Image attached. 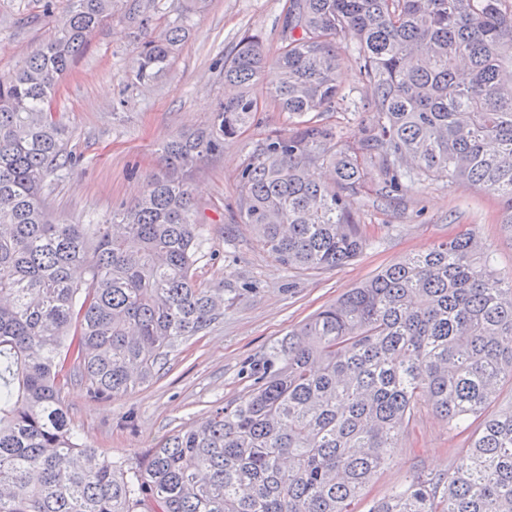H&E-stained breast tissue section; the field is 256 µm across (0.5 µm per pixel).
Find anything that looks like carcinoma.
Returning a JSON list of instances; mask_svg holds the SVG:
<instances>
[{"instance_id":"obj_1","label":"carcinoma","mask_w":512,"mask_h":512,"mask_svg":"<svg viewBox=\"0 0 512 512\" xmlns=\"http://www.w3.org/2000/svg\"><path fill=\"white\" fill-rule=\"evenodd\" d=\"M114 0H68L54 34L0 74V512H358L425 410L465 436L470 464L416 471L367 512H512V273L472 234L440 241L288 330L239 400L165 438L134 467L75 429L66 390L94 398L150 384L169 356L224 317L195 279L194 194L181 172L224 150L268 100L295 128L248 155L236 207L290 270L362 254L352 218L367 168L378 193L465 181L496 197L512 232V0H288L281 46L244 36L224 60L207 128L166 143L131 203L56 224L44 190L74 165L48 102L112 18ZM134 75L163 73L190 32L143 16ZM349 54L369 93L365 136L306 119L344 100Z\"/></svg>"}]
</instances>
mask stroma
Masks as SVG:
<instances>
[{
    "label": "stroma",
    "instance_id": "35a3bbf8",
    "mask_svg": "<svg viewBox=\"0 0 512 512\" xmlns=\"http://www.w3.org/2000/svg\"><path fill=\"white\" fill-rule=\"evenodd\" d=\"M285 2L205 0L204 8L189 16L191 34L166 73L143 86L132 73L135 19L143 13L175 17L178 0H116L111 21L90 36L52 102L68 130L69 150L81 157L45 189L53 221L103 220L138 197L157 168L162 145L207 124L224 96L221 59L241 36L257 33L268 51L279 48ZM65 6L66 0H0V74L15 70L51 37ZM338 81L352 101L320 120L352 142L364 134L369 97L350 58L341 60ZM289 128L287 113L265 103L249 131L225 140L222 154L189 173L202 225L196 275L203 287L223 289L228 301L223 318L182 344L148 386L109 400L90 399L79 384L69 387L76 430L110 460L135 464L165 437L243 395L253 365L270 358L290 327L406 255L471 233L495 269L512 271V234L500 224L495 197L466 182L444 181L389 200L377 191L382 178L374 168L354 203L355 221L372 245L341 267L286 269L239 218L236 186L255 142ZM467 462L462 438L450 437L440 416L423 412L403 448L367 488L360 508L368 512L373 501L403 485L413 467L445 474Z\"/></svg>",
    "mask_w": 512,
    "mask_h": 512
}]
</instances>
